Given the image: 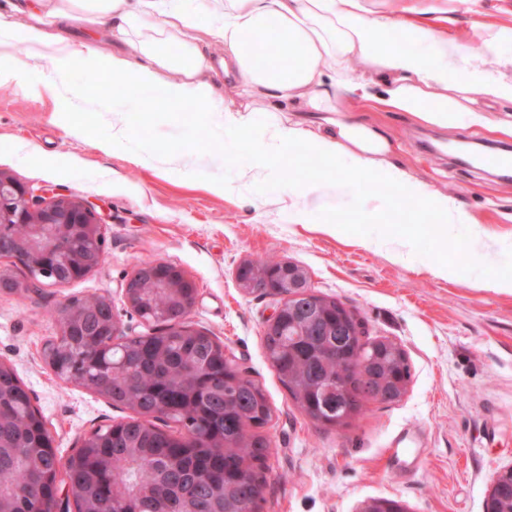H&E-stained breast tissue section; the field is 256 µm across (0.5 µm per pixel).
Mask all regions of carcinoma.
<instances>
[{
    "label": "carcinoma",
    "mask_w": 512,
    "mask_h": 512,
    "mask_svg": "<svg viewBox=\"0 0 512 512\" xmlns=\"http://www.w3.org/2000/svg\"><path fill=\"white\" fill-rule=\"evenodd\" d=\"M140 316L152 324L139 336L118 345L123 370L109 377V400L134 412L115 426L99 429L90 445L62 460L49 444L25 385L10 366L0 367V512H39L34 495L52 493L63 475L75 489L76 512H108L112 496L124 512H241L262 498V469L271 441L263 434L244 440V421L272 418L262 387L246 379L218 388L211 379L224 374V355L203 334L186 335L164 327L172 309L166 292L143 293ZM338 300L318 305L313 322L303 323L299 301L288 302L278 335L265 338L268 358L280 382L318 410L336 407L339 397L329 378L350 390L359 386L352 357L359 338L334 351V337L316 335L319 325L338 314ZM90 318L72 321L69 335L54 346L55 362L79 365L82 383L101 371L102 352L85 344ZM161 404L175 429L138 417Z\"/></svg>",
    "instance_id": "1"
}]
</instances>
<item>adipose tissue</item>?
<instances>
[{
  "label": "adipose tissue",
  "mask_w": 512,
  "mask_h": 512,
  "mask_svg": "<svg viewBox=\"0 0 512 512\" xmlns=\"http://www.w3.org/2000/svg\"><path fill=\"white\" fill-rule=\"evenodd\" d=\"M72 0L50 12L49 27L22 26L0 14V45L21 40L53 55L46 75L55 83L71 56L99 57L88 44L74 45L68 32L82 23L112 24L123 52L102 58L112 80L127 91L175 76L170 100L220 112L244 146H256L259 170L272 172L290 148L328 164L322 182L301 180L293 192L314 204L338 173L369 181L386 171L389 184L440 224H470L473 215L448 194L429 188L394 161L388 136L364 120L367 112H400L419 123L448 128L475 125L512 135V122H495L490 112L512 106V26H486L479 48L448 41L438 25L418 18L376 15L365 0ZM401 30L405 44L393 32ZM221 43L224 57L212 64L202 38ZM364 65L353 74L352 62ZM459 80L449 84V73ZM233 78L241 107L228 105L221 90ZM266 101L255 116L251 99ZM264 138L254 144V122Z\"/></svg>",
  "instance_id": "obj_1"
}]
</instances>
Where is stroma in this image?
<instances>
[{"label": "stroma", "mask_w": 512, "mask_h": 512, "mask_svg": "<svg viewBox=\"0 0 512 512\" xmlns=\"http://www.w3.org/2000/svg\"><path fill=\"white\" fill-rule=\"evenodd\" d=\"M394 16L447 11L449 40L477 45L475 21L512 24V0H371ZM0 64L28 75L0 84V170L17 181L96 204L106 238L103 263L65 286L32 284L21 266L0 269L21 293H0V361L14 368L47 421L62 457L98 428L128 416L101 395L60 380L41 358L59 332L60 305L103 296L126 333H143L121 287L136 265L186 269L199 298L196 327L223 342L242 373L265 391L272 442L260 512H358L388 497L409 512H486L496 474L512 467V180L461 163L454 145L512 150V137L475 126L441 129L392 112L369 113L397 144V160L476 218L440 235L436 216L406 205L385 175L367 184L345 171L321 207L288 206L294 182L323 177L313 159L284 163L258 184L216 153L163 159L100 145L63 119V86L47 87L49 61L21 40L0 45ZM228 175V186L214 179ZM373 196L362 206L360 194ZM275 257L302 266L318 294L354 311L369 340L400 346L410 366L405 397L365 402L345 424L306 415L280 383L264 325L277 295L242 292L238 265ZM447 274H437L439 265Z\"/></svg>", "instance_id": "obj_1"}]
</instances>
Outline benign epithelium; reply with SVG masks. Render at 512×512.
I'll return each mask as SVG.
<instances>
[{"mask_svg":"<svg viewBox=\"0 0 512 512\" xmlns=\"http://www.w3.org/2000/svg\"><path fill=\"white\" fill-rule=\"evenodd\" d=\"M46 190L24 185L0 171V224L24 229L22 233L5 235L0 232V259L8 258L28 270L35 283L65 285L80 280L94 271L105 258L103 225L95 207L84 200L66 196L45 197ZM308 278V273L290 262L282 269L265 268L251 260L237 269L239 288L252 293L266 291L279 294L285 300L305 298L315 301L316 293L307 282L298 294L291 292L293 278ZM144 288H164L172 296L175 317L170 322L176 331L200 332L190 319L197 298V285L184 269L166 262L137 266L123 287L126 304L135 310ZM86 310L69 300L60 307V320H78ZM97 330L112 337L115 345L124 340L126 331L115 318L112 307L99 317ZM407 382L399 381L391 390L375 386L372 393L381 402L394 403L406 393ZM359 512H408L406 506L393 499H370Z\"/></svg>","mask_w":512,"mask_h":512,"instance_id":"obj_1","label":"benign epithelium"}]
</instances>
